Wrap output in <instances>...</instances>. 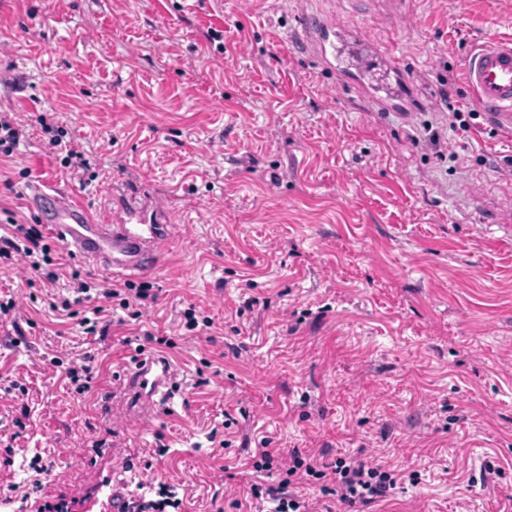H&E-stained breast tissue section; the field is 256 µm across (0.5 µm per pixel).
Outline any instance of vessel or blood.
Instances as JSON below:
<instances>
[{
    "instance_id": "b4317fda",
    "label": "vessel or blood",
    "mask_w": 512,
    "mask_h": 512,
    "mask_svg": "<svg viewBox=\"0 0 512 512\" xmlns=\"http://www.w3.org/2000/svg\"><path fill=\"white\" fill-rule=\"evenodd\" d=\"M306 42L312 55L339 79L360 86L361 78L351 75L346 60L347 47L357 45L367 50L369 60L386 64L401 92L374 102L378 112L415 111L412 87L403 84V72L389 47L372 41L355 26L336 24L331 19L309 15L303 21ZM463 73L468 90L485 116L499 129L512 132V42L487 41L464 58ZM27 196L32 207L49 224L57 239L69 252L110 273H143L154 269L166 244L158 228L135 225H112L100 220L87 203L61 194L52 184L40 181L30 184ZM167 366L155 359L139 362L128 378L131 392L144 388L159 390ZM100 512H123L124 501L112 492L111 469L101 470L92 491Z\"/></svg>"
}]
</instances>
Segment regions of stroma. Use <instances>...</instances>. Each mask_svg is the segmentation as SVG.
<instances>
[{
    "mask_svg": "<svg viewBox=\"0 0 512 512\" xmlns=\"http://www.w3.org/2000/svg\"><path fill=\"white\" fill-rule=\"evenodd\" d=\"M307 14L389 44L416 112L374 111L321 67ZM509 38L512 0H407L394 24L371 0H0V110L27 129L0 159V223L39 224L25 189L44 180L95 208L136 183L144 216L161 200L177 226L147 273L94 268L46 224L55 284L0 267V301L17 303L0 327V512L76 505L101 465L126 498L240 512L262 446L413 474L369 512H512V239L475 203H512V133L448 129L449 107L477 109L465 53ZM41 112L84 176L49 150ZM75 272L157 299L124 320L93 296L80 311L109 325L88 335L49 308ZM148 331L171 341L180 389L142 410L118 389ZM86 357L79 395L64 367ZM39 115L37 116V120L43 125L45 131L47 133H51V138H49L48 140V146L51 147V148H57V147H61L62 148V144L64 142L63 140V137L66 136L65 134L64 135H60L58 132V130L50 127V123H47L48 119L46 117V114H50V113H38ZM64 147H65V151L67 153V158L70 159V165L72 163V159H76V161L74 162L73 164V167H74V170L77 169H86L87 168V165L89 163H87V159L84 157V154L83 152L73 148V147H70V148H67L68 146L65 144L64 142Z\"/></svg>",
    "mask_w": 512,
    "mask_h": 512,
    "instance_id": "obj_1",
    "label": "stroma"
}]
</instances>
